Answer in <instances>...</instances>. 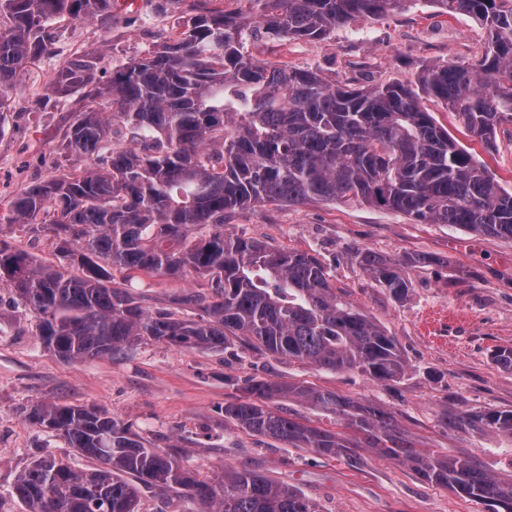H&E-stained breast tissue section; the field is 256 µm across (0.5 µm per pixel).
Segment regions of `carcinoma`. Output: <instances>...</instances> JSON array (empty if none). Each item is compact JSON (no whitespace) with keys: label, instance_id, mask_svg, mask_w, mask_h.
Wrapping results in <instances>:
<instances>
[{"label":"carcinoma","instance_id":"1","mask_svg":"<svg viewBox=\"0 0 512 512\" xmlns=\"http://www.w3.org/2000/svg\"><path fill=\"white\" fill-rule=\"evenodd\" d=\"M197 2L182 31L105 84L95 81V51L60 68L55 92L84 95L56 135L58 148L83 166H64L16 196L9 223L50 234L67 265H44L0 239V288L34 315L41 342L64 361L111 357L146 339L221 351L235 338L317 370L399 378L406 364L394 336L337 295L314 256L226 233L224 225L247 208L324 202L512 239V192L422 104L441 102L486 147L512 123V0H432L486 29L480 59L366 87L256 61L246 42L323 39L405 0ZM89 17L111 19L112 0H0V136L19 71L49 51L46 25ZM109 107L110 119L102 112ZM354 259L394 297L408 294L398 263L369 249ZM137 272L192 273L212 293L176 295L151 311L128 289ZM246 392L224 403V420L353 468L363 452L388 457L487 512H512V478L488 473L475 458L415 447L382 407L264 379L249 380ZM280 398L335 415L342 430L299 420L276 406ZM27 417L91 465L32 460L13 485L26 512H139L145 493L168 489L195 512H319L297 488L253 471L189 469L177 445L160 448L98 408L42 402ZM449 424L512 437V410L454 413Z\"/></svg>","mask_w":512,"mask_h":512}]
</instances>
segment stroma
Returning <instances> with one entry per match:
<instances>
[{"label":"stroma","instance_id":"obj_1","mask_svg":"<svg viewBox=\"0 0 512 512\" xmlns=\"http://www.w3.org/2000/svg\"><path fill=\"white\" fill-rule=\"evenodd\" d=\"M183 0H114L108 22L52 25L50 53L27 63L0 136V217L8 203L58 165L52 135L75 99L53 90L63 64L101 53L96 78L144 55L179 30ZM487 33L465 15L439 13L430 0H407L381 18H359L324 40L250 41L262 62L311 68L324 76L406 80L434 64L467 65L482 54ZM424 105L459 145L512 191V124L491 149L472 140L435 100ZM230 231L317 257L337 291L385 326L407 365L404 375L374 382L353 371L330 372L230 340L223 351L146 340L117 357L65 361L42 344L33 315L0 288V512H24L14 481L36 456L52 453L84 468L88 459L57 433L32 424L39 401L97 406L158 446L177 443L182 461L210 474L222 465L292 485L320 512H485L484 505L422 480L395 460L367 456L353 468L339 459L293 448L225 422V402L243 396L246 379L286 381L331 390L392 411L416 447L478 459L497 476L512 474V439L445 423L446 412L512 410V368L492 354L512 348V240L479 236L448 224H418L365 206L325 203L269 206L236 214ZM368 249L399 262L412 283L406 299L380 288L353 258ZM431 261L416 264V257ZM194 276L143 278L134 291L147 307L199 289Z\"/></svg>","mask_w":512,"mask_h":512}]
</instances>
